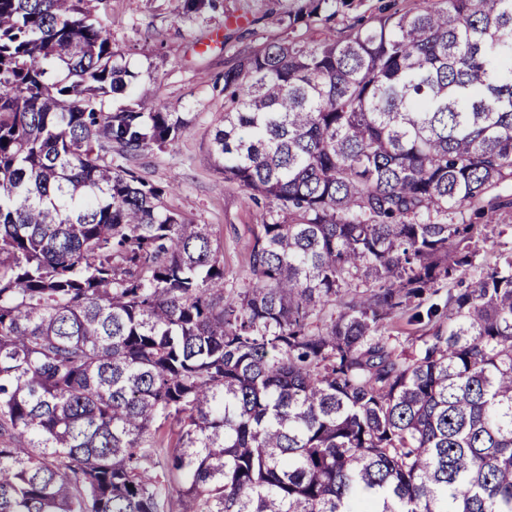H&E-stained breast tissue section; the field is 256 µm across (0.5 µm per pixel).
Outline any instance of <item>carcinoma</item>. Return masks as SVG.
<instances>
[{
	"label": "carcinoma",
	"instance_id": "cac0c4a2",
	"mask_svg": "<svg viewBox=\"0 0 512 512\" xmlns=\"http://www.w3.org/2000/svg\"><path fill=\"white\" fill-rule=\"evenodd\" d=\"M88 2L0 0V512H512V0L266 14L207 151L265 204L245 288ZM485 239L479 241V259L493 264L498 260L500 254H510L512 252V233L506 229L501 236L498 235V229L495 232H489Z\"/></svg>",
	"mask_w": 512,
	"mask_h": 512
}]
</instances>
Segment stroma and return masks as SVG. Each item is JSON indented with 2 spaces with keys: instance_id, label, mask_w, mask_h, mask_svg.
<instances>
[{
  "instance_id": "1",
  "label": "stroma",
  "mask_w": 512,
  "mask_h": 512,
  "mask_svg": "<svg viewBox=\"0 0 512 512\" xmlns=\"http://www.w3.org/2000/svg\"><path fill=\"white\" fill-rule=\"evenodd\" d=\"M287 10L288 0H216L199 13L184 10V0H109L104 18L119 61L139 86L155 88L173 112L194 117L188 134L163 148L143 152L136 162L142 175L168 187L166 205L197 224L210 225L224 249V277L244 287L250 228L259 210L205 159L224 96L214 83L247 50L279 31L263 17L271 7Z\"/></svg>"
}]
</instances>
